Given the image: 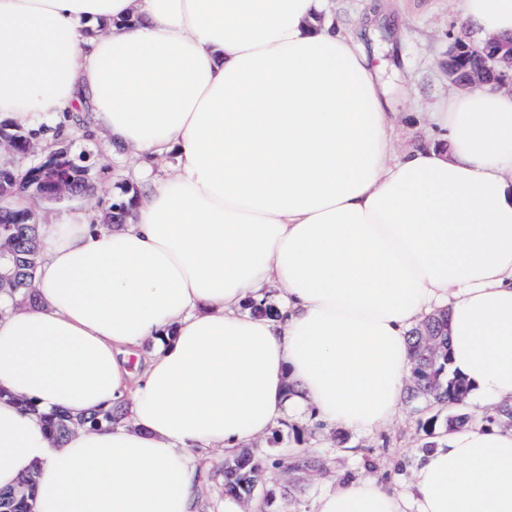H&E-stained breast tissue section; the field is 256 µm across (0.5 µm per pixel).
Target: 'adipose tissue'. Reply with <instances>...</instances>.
<instances>
[{"label":"adipose tissue","mask_w":512,"mask_h":512,"mask_svg":"<svg viewBox=\"0 0 512 512\" xmlns=\"http://www.w3.org/2000/svg\"><path fill=\"white\" fill-rule=\"evenodd\" d=\"M454 3L512 38V0ZM324 8L0 0V120L43 149L91 104L144 185L129 224L50 216L36 305L0 306V489L35 474L34 512H197L210 450L386 425L437 309L480 406L512 399V93L450 95L440 144L394 157L378 70ZM271 288L277 317L249 311ZM117 402L126 422L46 430ZM442 442L406 490L340 480L312 512H512V428Z\"/></svg>","instance_id":"ef3b65f1"}]
</instances>
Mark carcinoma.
Here are the masks:
<instances>
[{"instance_id": "carcinoma-1", "label": "carcinoma", "mask_w": 512, "mask_h": 512, "mask_svg": "<svg viewBox=\"0 0 512 512\" xmlns=\"http://www.w3.org/2000/svg\"><path fill=\"white\" fill-rule=\"evenodd\" d=\"M498 51V45L485 43L481 50L474 53L469 44L457 60L459 71H466L476 62L491 63ZM75 127L90 131L94 117L90 105L68 116ZM3 138L10 142L11 148L21 154L36 153L37 147L30 136L22 129L12 131L10 126L3 128ZM56 162L65 166L68 174L69 196H84L93 189L92 180L87 176V166L77 162L69 153H54ZM0 202L6 204L17 195L25 192H38L46 200L52 199L51 185L41 182L38 177H26L12 169L0 170ZM140 194V189L124 187L117 199L108 207L107 220L111 224L124 223L132 202ZM12 223H4L5 215H0V250H6L11 256V268L14 273L15 287H0V298L14 303L21 302L32 306L36 303L34 276L42 255L39 237V225L32 224L22 210L10 213ZM413 339V370L410 397L423 399L430 406L448 410L445 425L456 430L469 424L471 416L462 406L470 386L448 362V323L443 315H434L411 332ZM124 419L123 406L118 404L108 410L93 412L88 416L75 418L65 410H57L44 418L49 434L58 442L74 428L89 425L91 427L110 426ZM321 465L319 459L308 454L295 456L290 468L298 471H311ZM224 492L237 497H249L264 482V467L261 458L250 449L238 451L234 457L224 460L222 471ZM35 485L12 497L8 504L9 512H33Z\"/></svg>"}]
</instances>
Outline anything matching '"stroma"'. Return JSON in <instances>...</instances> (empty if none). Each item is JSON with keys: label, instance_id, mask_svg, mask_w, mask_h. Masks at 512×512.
I'll use <instances>...</instances> for the list:
<instances>
[{"label": "stroma", "instance_id": "35a3bbf8", "mask_svg": "<svg viewBox=\"0 0 512 512\" xmlns=\"http://www.w3.org/2000/svg\"><path fill=\"white\" fill-rule=\"evenodd\" d=\"M322 21L353 32L375 64L381 65L396 152L434 145L440 132L436 114L444 110L451 89L448 46L460 25L452 0H327ZM63 145L75 157L84 158L100 196L33 203L37 223L74 208L100 215L101 199L119 193L123 185L136 184L134 150L112 149L103 131L90 138L66 139ZM419 417L407 402L392 423L373 433L342 432L319 422L302 427L279 423L255 443L262 451L269 482L242 501L243 512H311L315 498L340 476H381L403 486L426 440ZM299 452L319 457L321 467L306 472L290 469L291 456Z\"/></svg>", "mask_w": 512, "mask_h": 512}]
</instances>
